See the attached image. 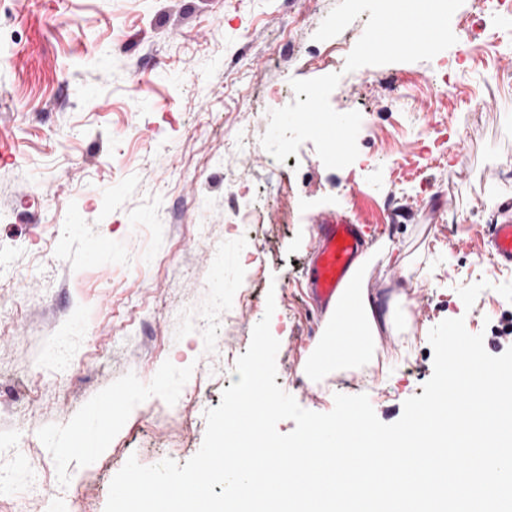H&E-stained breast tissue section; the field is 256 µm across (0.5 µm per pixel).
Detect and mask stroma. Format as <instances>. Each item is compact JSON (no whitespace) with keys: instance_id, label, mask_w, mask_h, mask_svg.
<instances>
[{"instance_id":"obj_1","label":"stroma","mask_w":512,"mask_h":512,"mask_svg":"<svg viewBox=\"0 0 512 512\" xmlns=\"http://www.w3.org/2000/svg\"><path fill=\"white\" fill-rule=\"evenodd\" d=\"M338 2L0 0V512H104L129 457H193L270 294L275 382L314 412L364 393L398 421L446 319L491 355L512 347V270L471 271L512 202V16H484L465 65L456 45L350 73L337 62L330 105L362 117L347 178L312 142L282 162L260 144L269 109L294 100L263 103L262 89L320 77L314 56L362 36L364 14L314 40ZM444 68L456 89L437 99ZM441 127L466 136L421 150ZM232 193L255 223L227 209ZM338 210L374 254L368 288L411 302L416 345L385 377L300 370L323 332L302 270L316 218ZM251 239L255 276L241 264ZM82 426L99 452L73 443Z\"/></svg>"}]
</instances>
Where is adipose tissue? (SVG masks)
I'll use <instances>...</instances> for the list:
<instances>
[{
	"instance_id": "obj_1",
	"label": "adipose tissue",
	"mask_w": 512,
	"mask_h": 512,
	"mask_svg": "<svg viewBox=\"0 0 512 512\" xmlns=\"http://www.w3.org/2000/svg\"><path fill=\"white\" fill-rule=\"evenodd\" d=\"M371 258L368 252L357 258L342 298L326 312L323 335L302 367L306 376L317 378L334 368L370 364L381 349L382 337L397 333L405 323V312L381 308L366 288L363 274Z\"/></svg>"
}]
</instances>
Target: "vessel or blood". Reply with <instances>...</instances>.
Here are the masks:
<instances>
[{"label": "vessel or blood", "instance_id": "b4317fda", "mask_svg": "<svg viewBox=\"0 0 512 512\" xmlns=\"http://www.w3.org/2000/svg\"><path fill=\"white\" fill-rule=\"evenodd\" d=\"M315 256L305 275L319 304L335 303L361 246L360 227L339 212L319 217ZM487 244L494 266L512 268V219L489 225Z\"/></svg>", "mask_w": 512, "mask_h": 512}]
</instances>
